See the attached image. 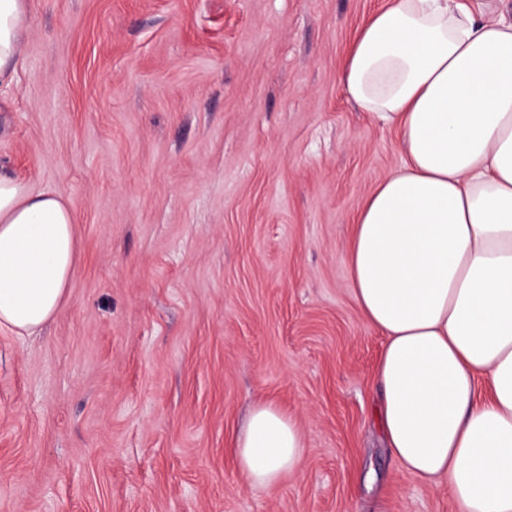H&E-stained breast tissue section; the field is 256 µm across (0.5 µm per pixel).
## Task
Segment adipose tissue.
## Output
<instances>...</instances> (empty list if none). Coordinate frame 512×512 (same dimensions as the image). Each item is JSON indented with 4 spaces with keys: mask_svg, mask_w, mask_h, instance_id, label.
<instances>
[{
    "mask_svg": "<svg viewBox=\"0 0 512 512\" xmlns=\"http://www.w3.org/2000/svg\"><path fill=\"white\" fill-rule=\"evenodd\" d=\"M28 0H0V81ZM348 95L398 133L346 254L363 322L385 338L380 419L400 472L447 483L462 512H512V15L481 0H390L358 28ZM77 269L73 204L0 169V326L29 336ZM251 485L300 473L296 420L257 405L236 443Z\"/></svg>",
    "mask_w": 512,
    "mask_h": 512,
    "instance_id": "adipose-tissue-1",
    "label": "adipose tissue"
}]
</instances>
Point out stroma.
<instances>
[{"mask_svg": "<svg viewBox=\"0 0 512 512\" xmlns=\"http://www.w3.org/2000/svg\"><path fill=\"white\" fill-rule=\"evenodd\" d=\"M384 0H29L0 166L74 204L78 270L0 327V512H461L378 430L345 256L394 130L342 82ZM269 401L301 473L234 452ZM236 458L251 485L275 487L284 476L303 470L304 433L292 416L272 403H261L237 438Z\"/></svg>", "mask_w": 512, "mask_h": 512, "instance_id": "35a3bbf8", "label": "stroma"}]
</instances>
